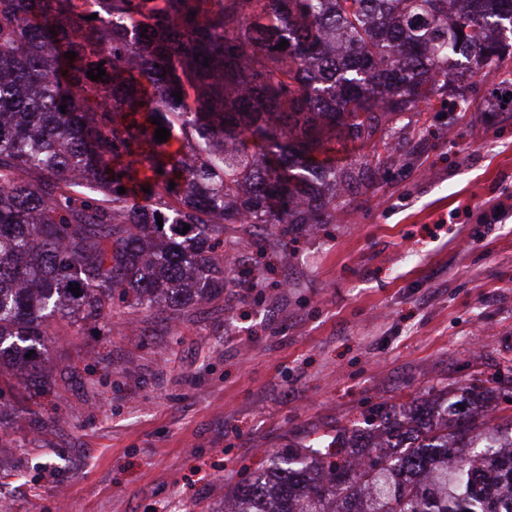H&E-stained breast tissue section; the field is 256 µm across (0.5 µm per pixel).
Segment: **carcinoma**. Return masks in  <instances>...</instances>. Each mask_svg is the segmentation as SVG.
<instances>
[{
  "mask_svg": "<svg viewBox=\"0 0 512 512\" xmlns=\"http://www.w3.org/2000/svg\"><path fill=\"white\" fill-rule=\"evenodd\" d=\"M511 54L512 0H0V383L44 390L53 321L224 290L228 224L335 223L391 119ZM341 137L371 152L338 166ZM503 388L376 406L367 451L344 426L274 452L221 512H512L490 445L512 425L485 421Z\"/></svg>",
  "mask_w": 512,
  "mask_h": 512,
  "instance_id": "cac0c4a2",
  "label": "carcinoma"
}]
</instances>
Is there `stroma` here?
<instances>
[{
	"instance_id": "35a3bbf8",
	"label": "stroma",
	"mask_w": 512,
	"mask_h": 512,
	"mask_svg": "<svg viewBox=\"0 0 512 512\" xmlns=\"http://www.w3.org/2000/svg\"><path fill=\"white\" fill-rule=\"evenodd\" d=\"M391 160L336 221L236 251L255 287L176 319L60 326L37 419L10 418L11 512H217L267 452L360 428L512 366V55L392 123Z\"/></svg>"
}]
</instances>
